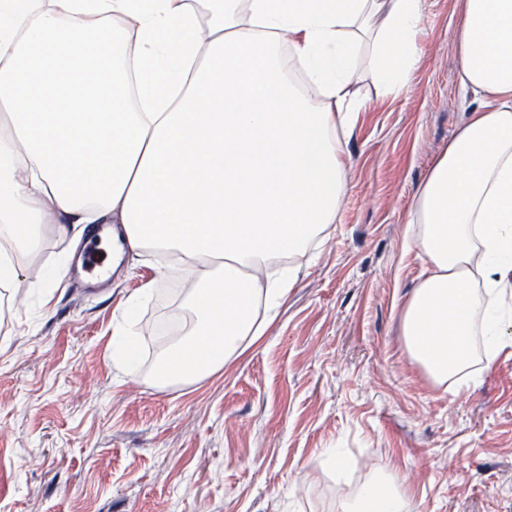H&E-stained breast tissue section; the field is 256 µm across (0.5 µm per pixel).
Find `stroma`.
<instances>
[{"label":"stroma","instance_id":"35a3bbf8","mask_svg":"<svg viewBox=\"0 0 512 512\" xmlns=\"http://www.w3.org/2000/svg\"><path fill=\"white\" fill-rule=\"evenodd\" d=\"M462 0H421L408 88L364 104L341 135L347 193L328 237L296 263L263 336L218 372L159 381L165 312L190 322L187 266L131 252L96 292L40 285L78 225L43 228L18 288L0 293V512H336L378 469L415 512H512V345L461 391L410 356L402 312L424 266L408 214L476 104L459 83ZM148 298H141V291ZM139 301L135 368L112 331ZM347 449L337 475L323 454Z\"/></svg>","mask_w":512,"mask_h":512}]
</instances>
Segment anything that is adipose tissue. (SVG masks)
<instances>
[{"instance_id": "adipose-tissue-1", "label": "adipose tissue", "mask_w": 512, "mask_h": 512, "mask_svg": "<svg viewBox=\"0 0 512 512\" xmlns=\"http://www.w3.org/2000/svg\"><path fill=\"white\" fill-rule=\"evenodd\" d=\"M421 0H0V288L49 214L122 225L184 259L195 323L165 377L216 371L257 340L292 267L347 191L337 124L366 71L406 88ZM459 80L478 96L407 221L425 265L403 314L412 357L464 385L474 344L512 342V0H463ZM338 512H413L390 472Z\"/></svg>"}]
</instances>
